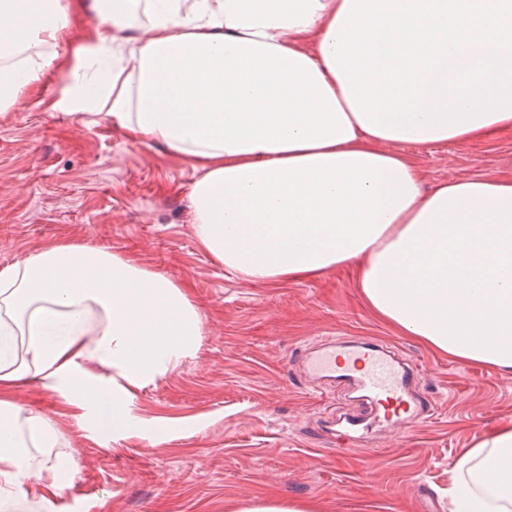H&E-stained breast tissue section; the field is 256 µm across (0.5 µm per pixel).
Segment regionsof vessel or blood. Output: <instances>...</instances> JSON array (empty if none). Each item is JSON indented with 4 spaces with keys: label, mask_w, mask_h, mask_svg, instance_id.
I'll use <instances>...</instances> for the list:
<instances>
[{
    "label": "vessel or blood",
    "mask_w": 512,
    "mask_h": 512,
    "mask_svg": "<svg viewBox=\"0 0 512 512\" xmlns=\"http://www.w3.org/2000/svg\"><path fill=\"white\" fill-rule=\"evenodd\" d=\"M300 359L308 380L336 381L361 392L368 402V413H339L345 424L340 434L344 445H368L373 428L403 429L432 410L419 392V367L380 343L328 342Z\"/></svg>",
    "instance_id": "b4317fda"
}]
</instances>
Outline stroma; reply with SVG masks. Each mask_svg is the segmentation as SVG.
<instances>
[{
    "label": "stroma",
    "mask_w": 512,
    "mask_h": 512,
    "mask_svg": "<svg viewBox=\"0 0 512 512\" xmlns=\"http://www.w3.org/2000/svg\"><path fill=\"white\" fill-rule=\"evenodd\" d=\"M61 85L45 79L42 106L0 114V266L60 240L132 251L188 288L205 334L196 357L136 394V415L170 422L161 444L95 435L76 407L38 384L15 391L17 405L53 421L57 452L81 458L57 512H225L247 497L320 512H448L449 468L475 434L512 420V373L463 365L396 334L364 303L351 269L276 287L225 273L190 222L197 172L105 124L50 111ZM405 152L429 187L512 175V131ZM327 338L375 340L418 364L435 414L381 432L369 451L315 436L312 425L338 397L307 387L297 356Z\"/></svg>",
    "instance_id": "stroma-1"
}]
</instances>
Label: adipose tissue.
<instances>
[{
  "label": "adipose tissue",
  "mask_w": 512,
  "mask_h": 512,
  "mask_svg": "<svg viewBox=\"0 0 512 512\" xmlns=\"http://www.w3.org/2000/svg\"><path fill=\"white\" fill-rule=\"evenodd\" d=\"M92 7L100 24L72 34ZM68 42L69 53L54 48ZM64 75L52 111L97 116L197 171L199 247L253 283L353 269L397 333L512 372V176L424 189L410 145L512 130V0H0V112ZM188 292L133 252L60 241L0 267V512H44L80 470L39 383L126 440L136 391L195 357ZM95 361L99 372L86 369ZM449 512H512V423L448 471Z\"/></svg>",
  "instance_id": "adipose-tissue-1"
}]
</instances>
